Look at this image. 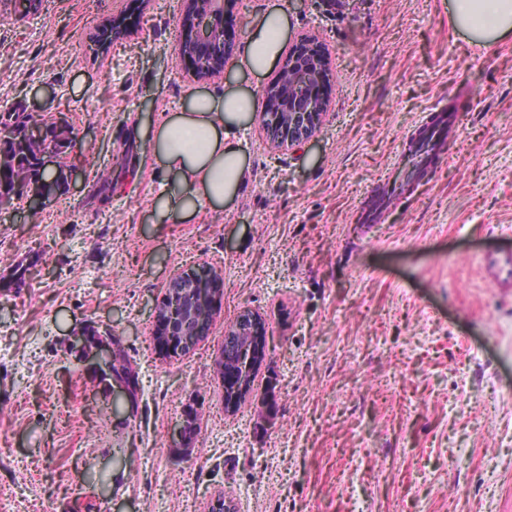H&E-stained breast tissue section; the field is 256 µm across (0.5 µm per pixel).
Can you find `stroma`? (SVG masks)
<instances>
[{
    "label": "stroma",
    "mask_w": 512,
    "mask_h": 512,
    "mask_svg": "<svg viewBox=\"0 0 512 512\" xmlns=\"http://www.w3.org/2000/svg\"><path fill=\"white\" fill-rule=\"evenodd\" d=\"M272 3L288 45L325 53L327 112L288 147L254 117L239 132L251 179L187 219L161 209L173 184L144 159L152 132L192 93L259 95L272 74L192 75L184 0H40L0 25V113L66 115L89 161L38 220L25 199L0 207V278L30 266L0 288L6 512H209L220 495L235 512H512V293L482 272L512 250V35L471 43L449 0H230L234 46ZM437 116L452 134L435 165L366 216ZM198 264L221 272L224 306L193 350L162 357L150 310ZM246 308L267 351L228 413L216 364ZM88 324L120 339L137 415L70 352ZM189 403L200 434L171 447Z\"/></svg>",
    "instance_id": "stroma-1"
}]
</instances>
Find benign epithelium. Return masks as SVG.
<instances>
[{
  "label": "benign epithelium",
  "instance_id": "7a95c632",
  "mask_svg": "<svg viewBox=\"0 0 512 512\" xmlns=\"http://www.w3.org/2000/svg\"><path fill=\"white\" fill-rule=\"evenodd\" d=\"M235 19L230 16L226 0H187V10L181 19V30L184 34L178 43V53L191 65L193 75L206 79L209 74L200 70L198 58L201 55L210 57L211 66L215 70H227L232 56V44L225 35ZM299 54L290 53L282 62L277 79L264 89V109H269L270 97L273 94L286 93L294 99V108L286 112H272L265 121L269 138L277 144L304 143L311 139L321 116L326 111V98L312 92L306 95L299 91L316 83L327 84V60L319 54L307 63L298 60ZM183 280V287L190 289L193 298L200 300L207 312L192 317L183 325L182 331H176L177 322L170 316L167 308L169 294L152 308V335L157 352L167 358L192 350L196 344L206 337L213 325L215 315L222 304L224 279L222 274L207 266L198 265L178 273ZM266 326L262 317L250 310H243L237 318L224 329V343L234 346L231 365L220 364L224 373L239 377L238 391L246 394L249 391L247 372L262 362L265 357L264 337ZM86 336L74 333L70 338V346L80 350L85 358L98 365L103 379H112V388L129 394L133 374L117 376L113 371L116 359V340L100 337L101 346L106 348V355L99 356L85 346ZM193 414L187 412L170 436V441L184 447L189 442L187 420Z\"/></svg>",
  "mask_w": 512,
  "mask_h": 512
}]
</instances>
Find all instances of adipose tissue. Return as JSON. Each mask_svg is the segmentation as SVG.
<instances>
[{"mask_svg": "<svg viewBox=\"0 0 512 512\" xmlns=\"http://www.w3.org/2000/svg\"><path fill=\"white\" fill-rule=\"evenodd\" d=\"M450 25L471 42L488 47L512 33V0H451ZM289 18L280 6L262 13L238 59L242 72L265 74L280 58ZM258 110L254 93L237 88L223 95H193L182 112L157 127L147 154L175 180L163 199L171 214L191 216L199 206L222 207L233 202L251 178L237 131Z\"/></svg>", "mask_w": 512, "mask_h": 512, "instance_id": "ef3b65f1", "label": "adipose tissue"}]
</instances>
